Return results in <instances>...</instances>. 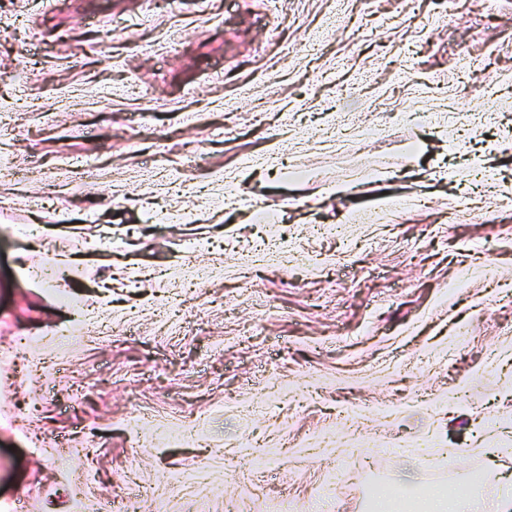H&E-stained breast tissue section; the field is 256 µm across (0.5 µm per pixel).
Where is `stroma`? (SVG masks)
Masks as SVG:
<instances>
[{"mask_svg": "<svg viewBox=\"0 0 512 512\" xmlns=\"http://www.w3.org/2000/svg\"><path fill=\"white\" fill-rule=\"evenodd\" d=\"M1 156L0 502L512 479V0H0ZM50 260L92 312L63 349Z\"/></svg>", "mask_w": 512, "mask_h": 512, "instance_id": "1", "label": "stroma"}]
</instances>
